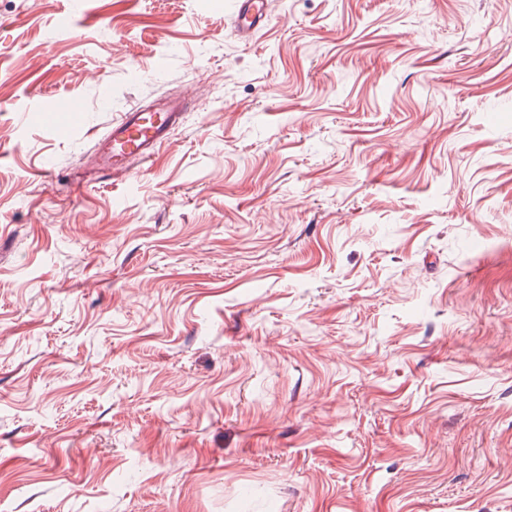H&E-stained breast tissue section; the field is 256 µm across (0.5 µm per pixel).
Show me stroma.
<instances>
[{
	"mask_svg": "<svg viewBox=\"0 0 512 512\" xmlns=\"http://www.w3.org/2000/svg\"><path fill=\"white\" fill-rule=\"evenodd\" d=\"M235 3L0 0V512H512V0ZM237 11L232 17L235 35L249 42L258 33L271 16L270 0H237ZM185 110L183 102L161 98L125 112L97 141L94 163L98 177L121 179L130 174L131 160L152 158L181 123Z\"/></svg>",
	"mask_w": 512,
	"mask_h": 512,
	"instance_id": "stroma-1",
	"label": "stroma"
}]
</instances>
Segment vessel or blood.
<instances>
[{
  "label": "vessel or blood",
  "instance_id": "1",
  "mask_svg": "<svg viewBox=\"0 0 512 512\" xmlns=\"http://www.w3.org/2000/svg\"><path fill=\"white\" fill-rule=\"evenodd\" d=\"M232 17L235 35L250 41L271 16V0H237ZM183 102L161 98L146 107H135L113 122L100 138L94 152L95 170L104 179H120L130 173L131 160L145 161L168 141L181 121Z\"/></svg>",
  "mask_w": 512,
  "mask_h": 512
}]
</instances>
